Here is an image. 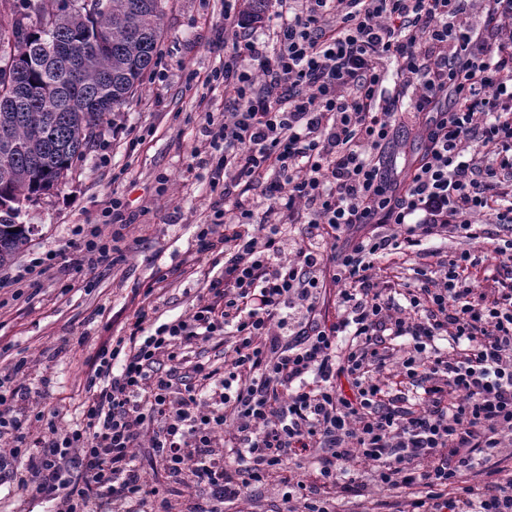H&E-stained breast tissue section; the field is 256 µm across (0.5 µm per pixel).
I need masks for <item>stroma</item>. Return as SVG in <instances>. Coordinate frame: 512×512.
<instances>
[{
	"label": "stroma",
	"mask_w": 512,
	"mask_h": 512,
	"mask_svg": "<svg viewBox=\"0 0 512 512\" xmlns=\"http://www.w3.org/2000/svg\"><path fill=\"white\" fill-rule=\"evenodd\" d=\"M163 30L155 69L114 120L126 137L104 132L65 186L23 208L18 221L34 232L14 264L0 268V279L14 275L48 249L73 258L81 225L122 237L124 256L116 264L53 270L36 291L0 288V373L27 358V383L39 391L45 419L62 428L83 421L84 373L103 341L128 335L143 307L153 309L144 324L149 334L187 315L224 271L214 256L188 259L218 198L189 164L201 115L222 112L226 92L203 98L187 88L191 73H208L224 61V0H168ZM115 196L127 203L134 223H104L101 210ZM162 272L168 278L161 283Z\"/></svg>",
	"instance_id": "35a3bbf8"
}]
</instances>
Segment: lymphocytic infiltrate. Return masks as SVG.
I'll return each instance as SVG.
<instances>
[{
  "label": "lymphocytic infiltrate",
  "instance_id": "f902f5d3",
  "mask_svg": "<svg viewBox=\"0 0 512 512\" xmlns=\"http://www.w3.org/2000/svg\"><path fill=\"white\" fill-rule=\"evenodd\" d=\"M272 6L268 43L224 0L232 51L202 82L234 92L191 154L222 278L102 343L83 426L45 421L25 361L1 375L0 481L52 512H224L273 480L270 512L373 489L376 512H512V0ZM404 128L424 148L401 172ZM451 237L486 246L432 258ZM409 254L411 282L377 272ZM217 336L220 369L193 354Z\"/></svg>",
  "mask_w": 512,
  "mask_h": 512
}]
</instances>
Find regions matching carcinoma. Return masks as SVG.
Returning <instances> with one entry per match:
<instances>
[{"label":"carcinoma","instance_id":"1","mask_svg":"<svg viewBox=\"0 0 512 512\" xmlns=\"http://www.w3.org/2000/svg\"><path fill=\"white\" fill-rule=\"evenodd\" d=\"M0 0V268L30 241L16 218L64 185L157 62L167 0Z\"/></svg>","mask_w":512,"mask_h":512}]
</instances>
